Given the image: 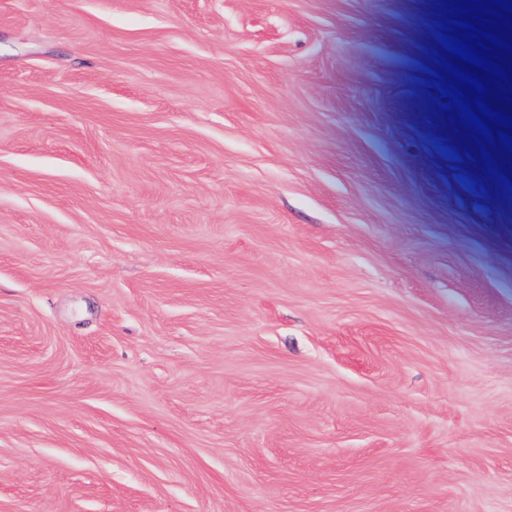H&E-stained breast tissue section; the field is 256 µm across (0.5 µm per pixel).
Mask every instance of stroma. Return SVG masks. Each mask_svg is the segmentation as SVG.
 <instances>
[{
	"label": "stroma",
	"mask_w": 512,
	"mask_h": 512,
	"mask_svg": "<svg viewBox=\"0 0 512 512\" xmlns=\"http://www.w3.org/2000/svg\"><path fill=\"white\" fill-rule=\"evenodd\" d=\"M441 3L0 0V512H512Z\"/></svg>",
	"instance_id": "1"
}]
</instances>
